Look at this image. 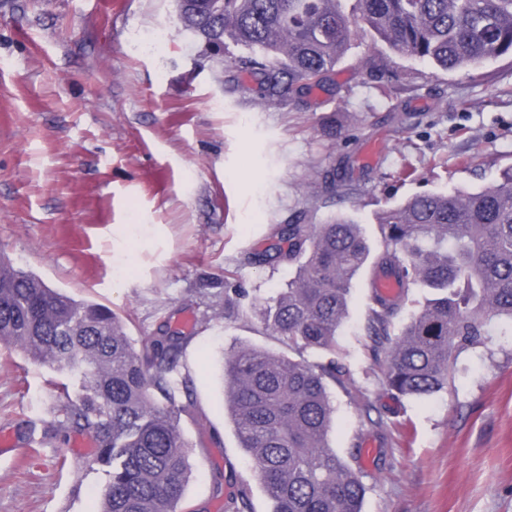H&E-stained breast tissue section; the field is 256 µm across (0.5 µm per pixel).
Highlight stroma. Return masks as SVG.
<instances>
[{
  "label": "stroma",
  "mask_w": 512,
  "mask_h": 512,
  "mask_svg": "<svg viewBox=\"0 0 512 512\" xmlns=\"http://www.w3.org/2000/svg\"><path fill=\"white\" fill-rule=\"evenodd\" d=\"M161 29L167 41L144 48ZM249 55L204 54L175 0H0V253L120 313L133 339L162 325L188 335V512H226L238 485L251 512L272 509L224 409L223 355L283 351L261 309L296 265L248 254L277 225L339 216L380 252L383 207L477 190L512 165L511 57L445 72L364 36L325 89L269 102L240 68ZM346 154L349 194L324 182ZM370 278L353 282L335 354H306L342 367L331 444L367 488L363 512H512V336L491 323L456 354L447 390L398 397L364 332ZM60 381L0 346V434L14 439L0 512H93L104 473L53 409Z\"/></svg>",
  "instance_id": "1"
}]
</instances>
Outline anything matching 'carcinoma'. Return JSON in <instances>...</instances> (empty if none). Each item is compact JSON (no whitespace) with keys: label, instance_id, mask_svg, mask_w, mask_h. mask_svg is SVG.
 <instances>
[{"label":"carcinoma","instance_id":"carcinoma-1","mask_svg":"<svg viewBox=\"0 0 512 512\" xmlns=\"http://www.w3.org/2000/svg\"><path fill=\"white\" fill-rule=\"evenodd\" d=\"M177 0L182 30L219 50L224 40L256 56L243 62L259 94L320 86L346 50L371 34L395 53L445 71L512 56V0ZM383 249L371 256L360 225L286 224L280 247L249 257L288 258L294 276L263 310L265 331L288 344L224 354L227 412L271 512H362L366 486L329 442L336 409L328 381L336 362L304 352L336 351L352 281L369 258L374 273L428 297L391 334L409 294L372 297L366 336L387 357L386 386L424 399L446 387L454 354L482 344L494 319L512 326V167L477 192L414 195L377 215ZM189 337L163 333L136 343L109 307L79 302L0 256V343L65 376L54 410L95 448L89 467L106 472L95 512H181L189 474L179 416L190 398L178 355Z\"/></svg>","mask_w":512,"mask_h":512}]
</instances>
